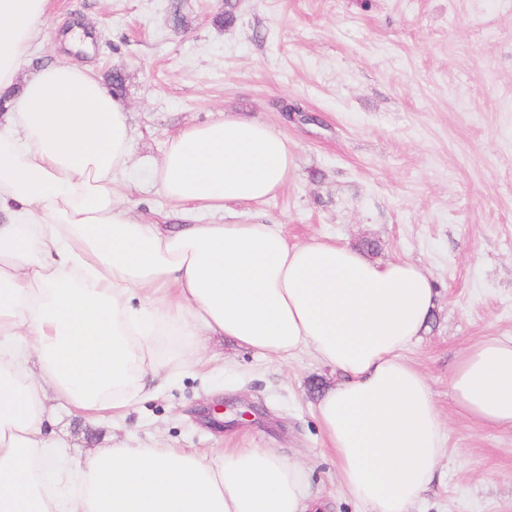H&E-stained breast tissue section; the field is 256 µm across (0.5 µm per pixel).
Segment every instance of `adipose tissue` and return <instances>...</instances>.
<instances>
[{
	"mask_svg": "<svg viewBox=\"0 0 512 512\" xmlns=\"http://www.w3.org/2000/svg\"><path fill=\"white\" fill-rule=\"evenodd\" d=\"M49 4L0 0V512H314L303 466L270 448L119 445L61 462L47 392L123 416L203 336L275 361L308 351L339 374L316 413L344 491L364 512H409L446 448L404 356L435 307L429 274L332 239L291 243L277 224L141 222L113 198L124 106L85 66L21 72ZM290 165L270 126L227 117L171 138L156 179L217 214L273 197ZM449 387L460 415L512 428V340L467 348Z\"/></svg>",
	"mask_w": 512,
	"mask_h": 512,
	"instance_id": "adipose-tissue-1",
	"label": "adipose tissue"
}]
</instances>
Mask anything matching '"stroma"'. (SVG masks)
<instances>
[{"label": "stroma", "instance_id": "1", "mask_svg": "<svg viewBox=\"0 0 512 512\" xmlns=\"http://www.w3.org/2000/svg\"><path fill=\"white\" fill-rule=\"evenodd\" d=\"M51 0L26 70L66 59L120 73L132 167L117 198L147 223L177 211L154 178L170 138L221 117L259 120L293 154L283 188L216 221L278 224L289 242L329 236L371 259L420 263L439 290L406 358L446 424L436 478L410 512H512V429L459 415L448 377L463 350L512 339V0ZM81 25L90 49L67 48ZM184 367L124 420L49 396L48 429L70 462L93 448L162 443L273 448L303 462L323 512H361L324 448L315 405L336 380L304 354L269 360L204 337ZM252 405L209 422L217 401Z\"/></svg>", "mask_w": 512, "mask_h": 512}]
</instances>
